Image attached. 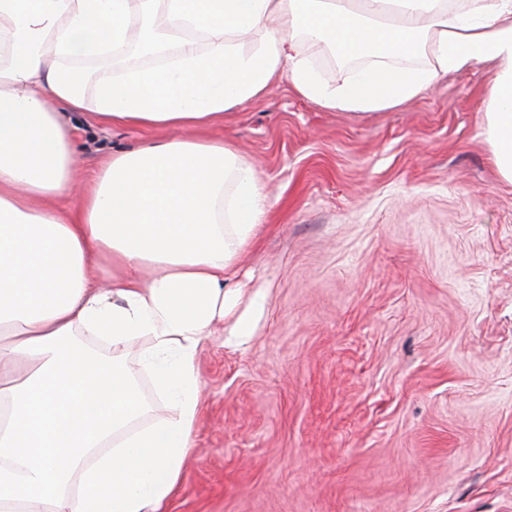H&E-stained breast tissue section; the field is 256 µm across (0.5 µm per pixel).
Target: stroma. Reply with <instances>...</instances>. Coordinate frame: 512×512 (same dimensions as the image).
I'll use <instances>...</instances> for the list:
<instances>
[{
    "label": "stroma",
    "mask_w": 512,
    "mask_h": 512,
    "mask_svg": "<svg viewBox=\"0 0 512 512\" xmlns=\"http://www.w3.org/2000/svg\"><path fill=\"white\" fill-rule=\"evenodd\" d=\"M487 92L479 67L357 114L283 79L209 130L274 203L238 263L265 309L198 352L166 512H512V185ZM147 138L85 116L80 167Z\"/></svg>",
    "instance_id": "1"
}]
</instances>
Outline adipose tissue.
<instances>
[{"mask_svg": "<svg viewBox=\"0 0 512 512\" xmlns=\"http://www.w3.org/2000/svg\"><path fill=\"white\" fill-rule=\"evenodd\" d=\"M153 0H0V512H164L192 446L198 350L239 312L240 254L273 206L255 167L208 128L287 78L328 111L397 108L440 75L490 65L483 135L512 184V0H163L209 37L178 65L99 77L73 68L124 47ZM311 34L362 66L324 80ZM169 137L112 153L93 178L74 117ZM142 343L136 367L122 357ZM152 373L169 417L139 426ZM323 42L313 41L310 38H302L298 40V49L311 64V66L322 76L323 79L329 82H335L347 76L350 69L353 67L345 66H328L323 65L322 68L316 63L323 57ZM327 47V46H326Z\"/></svg>", "mask_w": 512, "mask_h": 512, "instance_id": "ef3b65f1", "label": "adipose tissue"}]
</instances>
